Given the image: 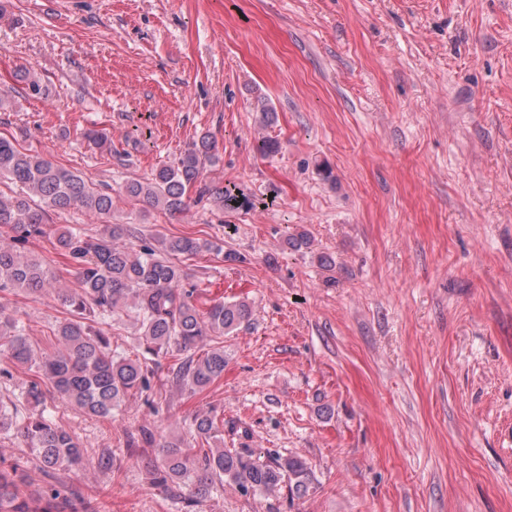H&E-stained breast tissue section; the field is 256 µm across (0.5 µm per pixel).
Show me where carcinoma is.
Returning <instances> with one entry per match:
<instances>
[{"instance_id": "carcinoma-1", "label": "carcinoma", "mask_w": 512, "mask_h": 512, "mask_svg": "<svg viewBox=\"0 0 512 512\" xmlns=\"http://www.w3.org/2000/svg\"><path fill=\"white\" fill-rule=\"evenodd\" d=\"M27 94H44L39 78L20 74ZM218 160L216 144L203 135L172 165L151 177L126 183L125 195L171 214L187 208L186 193ZM20 188L10 197L0 194V292L57 291L69 317L57 325L58 349L44 352L25 334L23 322L0 306V380L26 375L10 405L0 403V436L20 433L35 456V467L48 478L57 471L109 470L114 451L94 455L56 423L45 404L52 390L67 406L98 418H112L130 399L151 388L152 367L112 350L103 324L116 315L133 319L145 353L157 357L175 346L202 350L188 356L171 373L173 384L191 392L203 390L224 375V346L220 338L253 317L244 300L218 302L202 312L195 303V285L173 258H191L217 248L187 236L161 235L139 250L128 246L132 234L112 223V190L85 175L58 166L0 135V179ZM86 212L105 225L93 235L71 225L55 228V249L77 270L78 288L59 286L58 269L22 251L25 243L46 233L52 215ZM188 439L175 437L160 445L156 463L148 470L153 486L171 490L182 486L204 496L228 478L245 491L272 492L283 481L288 491L304 494L311 482L306 463L298 457L261 461L245 448L225 450L223 430L215 416L198 414L187 424ZM0 512H98L80 491L62 482L30 488L28 474L18 463L0 466Z\"/></svg>"}]
</instances>
